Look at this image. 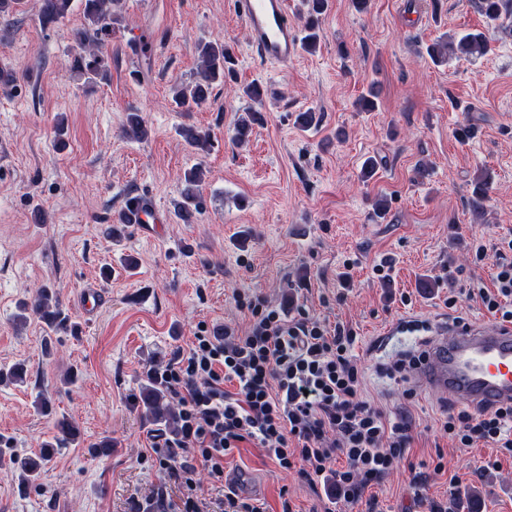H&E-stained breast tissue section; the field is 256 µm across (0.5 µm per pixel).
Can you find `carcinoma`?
<instances>
[{
    "label": "carcinoma",
    "mask_w": 512,
    "mask_h": 512,
    "mask_svg": "<svg viewBox=\"0 0 512 512\" xmlns=\"http://www.w3.org/2000/svg\"><path fill=\"white\" fill-rule=\"evenodd\" d=\"M116 0H85L84 12L87 24L73 31V40L82 50L73 60V67L95 78L104 77L107 73V56L103 47L105 40L112 33V23L115 17L112 5ZM70 0H41V20L47 24L66 14ZM308 11L305 20V43L309 47L316 45L319 39V20L328 8L327 0H307ZM505 0H481V11L485 17L495 22L499 19L505 8ZM488 44L481 33H468L463 35L456 44L458 58H467L476 53L487 51ZM200 72L199 79L189 89V92L181 91L176 96V102L181 108L188 109L191 105H199L206 100L214 83L232 81L235 78V60L229 46L220 43H204L200 46ZM261 116L253 112L249 118L239 122L236 128L235 139L243 145L248 141L252 125L259 122ZM124 135L133 140H143L148 135V130L137 113L128 116ZM186 187L182 193L180 216L186 222L193 219L194 214L203 209V199L200 186L203 182V170L193 167L184 172ZM23 310L38 317L45 322L47 328H55V322L59 321L61 312L52 305V297L48 290H41L31 301L23 303ZM27 375V369L21 363L12 365L8 369H0V383L22 382ZM140 402L144 407V415L147 419L173 425L177 419V413L167 402V396L163 390L148 380L142 386ZM58 435L51 441L42 445L39 456L14 457L13 465L19 471L21 490L38 488L37 481L41 472L54 452L55 448L68 442L75 436V427L67 418L57 420Z\"/></svg>",
    "instance_id": "cac0c4a2"
}]
</instances>
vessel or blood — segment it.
<instances>
[{"label": "vessel or blood", "mask_w": 512, "mask_h": 512, "mask_svg": "<svg viewBox=\"0 0 512 512\" xmlns=\"http://www.w3.org/2000/svg\"><path fill=\"white\" fill-rule=\"evenodd\" d=\"M234 9L262 61L285 64L298 56V26L287 0H234ZM413 380L476 410L512 405V324L433 328Z\"/></svg>", "instance_id": "b4317fda"}]
</instances>
